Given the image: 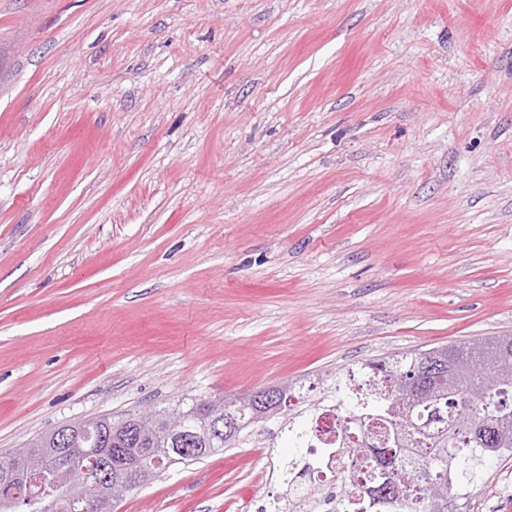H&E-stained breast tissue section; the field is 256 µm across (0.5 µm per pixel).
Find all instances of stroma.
<instances>
[{
	"label": "stroma",
	"mask_w": 512,
	"mask_h": 512,
	"mask_svg": "<svg viewBox=\"0 0 512 512\" xmlns=\"http://www.w3.org/2000/svg\"><path fill=\"white\" fill-rule=\"evenodd\" d=\"M509 335L512 0H0V451ZM279 492L245 445L116 512Z\"/></svg>",
	"instance_id": "obj_1"
}]
</instances>
